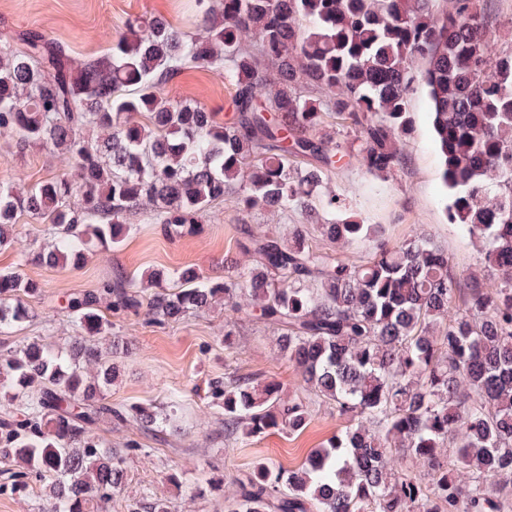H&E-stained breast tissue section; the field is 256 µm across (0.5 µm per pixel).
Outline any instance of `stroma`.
I'll list each match as a JSON object with an SVG mask.
<instances>
[{"label": "stroma", "instance_id": "stroma-1", "mask_svg": "<svg viewBox=\"0 0 512 512\" xmlns=\"http://www.w3.org/2000/svg\"><path fill=\"white\" fill-rule=\"evenodd\" d=\"M160 15L187 32L198 29L192 0H0V39L33 31L64 43L71 56L101 55L125 30L128 20ZM164 95L191 100L225 115L232 94L228 77L214 69L182 70L163 85ZM414 132L402 144L404 163L388 178L369 177L359 163L330 176L327 187L345 198L352 212L368 223L382 225L389 244L398 245L423 231L443 246L458 270L481 271L480 244L445 218V191L440 159L433 141L429 104L423 86L411 94ZM70 171L67 159L45 147L17 153L8 134L0 132V185L27 188L59 178ZM298 213L245 212L234 197H225L195 232L163 235L147 212L129 218L131 230L122 246L91 247L81 268L22 263L17 249H0V270L21 269L41 287L30 299L26 322L1 336L9 345L35 338L67 346L78 327L60 308L63 295L97 288L115 269L129 273L162 270L168 273L187 264L205 277L220 280L233 262L242 261L237 247L240 230L265 231L303 223ZM236 319L239 332L232 346L224 344V322ZM113 333L131 343L123 372L108 392L113 405L165 407L173 393L182 396L177 412L183 427L173 445H160L131 426L98 425L96 433L119 448L130 440L151 449L150 460L132 458L127 480L103 512H128L130 502L152 494L171 502L175 512H224V493L234 479L244 477L257 461L274 467L301 466L310 453L327 444L344 426L331 405L312 398L307 427L295 434L273 433L252 439L224 436L223 417L211 404L208 385L229 375L259 373L281 385L284 393L298 391L294 366L280 356L277 335L259 320L239 312L229 314L222 304L203 314L190 315L158 326L142 319L115 315ZM178 472L179 483L167 479Z\"/></svg>", "mask_w": 512, "mask_h": 512}]
</instances>
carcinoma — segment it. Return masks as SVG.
Wrapping results in <instances>:
<instances>
[{"label":"carcinoma","instance_id":"cac0c4a2","mask_svg":"<svg viewBox=\"0 0 512 512\" xmlns=\"http://www.w3.org/2000/svg\"><path fill=\"white\" fill-rule=\"evenodd\" d=\"M478 0H213L200 34L165 17L134 19L101 56L75 61L36 32L0 41V132L20 153L59 149L70 175L27 189L0 187V247L22 261L79 268L89 246H119L127 217L148 209L168 235L203 223L233 194L245 210L321 206L328 224L286 233L249 229L239 271L211 281L192 266L147 276L148 293L122 270L93 290L65 296L80 334L64 352L34 340L0 342V462L15 464L1 491L33 481L41 512H100L121 488L127 460L151 449L113 448L93 427L133 425L166 443L174 414L112 406L120 372L106 341L112 322L135 315L163 325L237 298L277 331L302 393L254 374L210 382L224 436L302 431L304 393L332 405L340 434L298 468L258 462L224 499L225 512H503L512 496V52L487 41ZM228 71L231 115L172 100L160 87L185 68ZM337 90L304 99V84ZM423 85L449 192L448 223L482 244L480 273L456 269L426 235L390 247L382 229L347 214L323 190L326 173L357 155L379 178L403 164L413 131L410 93ZM356 133L359 152L338 136ZM314 164H309V161ZM26 215L47 225L50 248L10 228ZM365 244L349 262L311 244ZM40 293L16 270L0 272V330L24 321ZM471 472L461 483L444 452ZM421 461L417 474L403 462ZM129 512H172L143 497Z\"/></svg>","mask_w":512,"mask_h":512}]
</instances>
